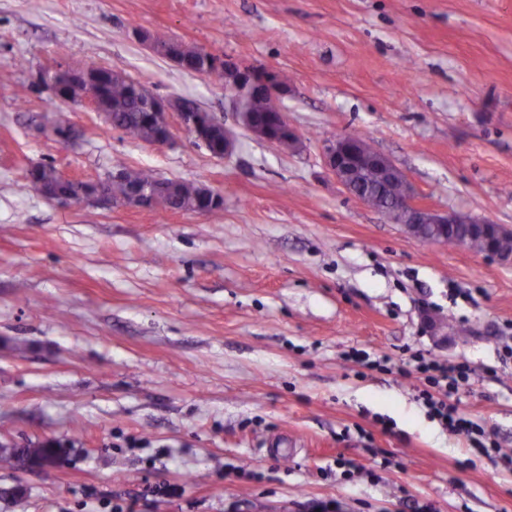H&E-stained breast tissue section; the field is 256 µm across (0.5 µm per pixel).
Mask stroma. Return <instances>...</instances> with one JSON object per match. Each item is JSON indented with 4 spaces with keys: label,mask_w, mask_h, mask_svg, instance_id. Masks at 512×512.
Segmentation results:
<instances>
[{
    "label": "stroma",
    "mask_w": 512,
    "mask_h": 512,
    "mask_svg": "<svg viewBox=\"0 0 512 512\" xmlns=\"http://www.w3.org/2000/svg\"><path fill=\"white\" fill-rule=\"evenodd\" d=\"M138 29L285 76L298 145L245 131L222 82ZM58 62L195 100L232 155L59 102ZM345 134L434 210L512 230V0H0V455L59 451L0 464V512H512V473L430 417L409 362L466 364L461 413L512 455V264L350 197L323 157ZM41 163L147 167L224 207L62 206L27 178Z\"/></svg>",
    "instance_id": "stroma-1"
}]
</instances>
